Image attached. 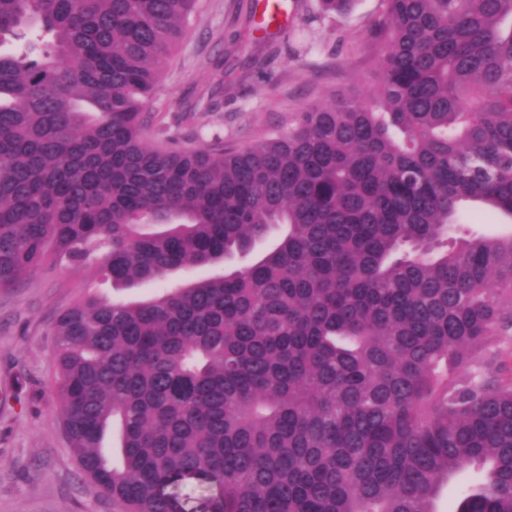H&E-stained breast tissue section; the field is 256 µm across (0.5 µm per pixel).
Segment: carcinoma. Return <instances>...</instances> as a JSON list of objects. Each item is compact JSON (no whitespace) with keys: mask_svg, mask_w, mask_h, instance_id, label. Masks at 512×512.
Returning a JSON list of instances; mask_svg holds the SVG:
<instances>
[{"mask_svg":"<svg viewBox=\"0 0 512 512\" xmlns=\"http://www.w3.org/2000/svg\"><path fill=\"white\" fill-rule=\"evenodd\" d=\"M385 2L374 94L158 149L144 105L196 0H0V289L91 277L52 388L113 512H186L188 479L220 512H437L469 467L454 512H512V233L458 222L512 218V0ZM462 220L480 231L497 233L512 230V223L510 224L509 220L489 211L467 213L462 216ZM162 286L161 282H150L142 284L131 290H113V288L106 284L101 286V292L108 299H132L140 298L151 295ZM477 479V474L472 469H466L462 471L458 477L456 482L448 487V489L443 494V500L441 503V510L443 512H452L453 504L456 498V495L459 493L460 489L463 486L469 485L475 482Z\"/></svg>","mask_w":512,"mask_h":512,"instance_id":"obj_1","label":"carcinoma"}]
</instances>
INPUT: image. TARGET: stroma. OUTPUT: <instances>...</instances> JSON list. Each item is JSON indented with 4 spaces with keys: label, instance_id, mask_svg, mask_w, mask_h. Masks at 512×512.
I'll list each match as a JSON object with an SVG mask.
<instances>
[{
    "label": "stroma",
    "instance_id": "1",
    "mask_svg": "<svg viewBox=\"0 0 512 512\" xmlns=\"http://www.w3.org/2000/svg\"><path fill=\"white\" fill-rule=\"evenodd\" d=\"M250 2L198 0L145 104L157 129L148 144L203 148L219 136L243 146L286 129L307 106L374 91L383 45L373 30L385 0H355L341 15L291 0L286 29L243 43ZM88 283L63 263L0 290V512H112L80 474L50 388L55 319Z\"/></svg>",
    "mask_w": 512,
    "mask_h": 512
}]
</instances>
